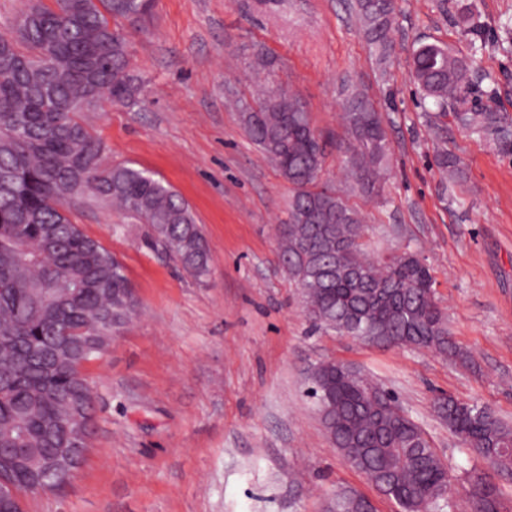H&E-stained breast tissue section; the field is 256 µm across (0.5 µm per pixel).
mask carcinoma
Returning a JSON list of instances; mask_svg holds the SVG:
<instances>
[{
  "label": "carcinoma",
  "instance_id": "carcinoma-1",
  "mask_svg": "<svg viewBox=\"0 0 512 512\" xmlns=\"http://www.w3.org/2000/svg\"><path fill=\"white\" fill-rule=\"evenodd\" d=\"M154 0H51L35 3L39 20L17 29L12 53L44 55L48 65L24 70L0 59V448L21 460L12 487L0 490V512L22 501L42 462L69 448L80 423L92 430L94 392L84 366L104 354L137 301L125 266L71 218L91 201L115 205L147 225L144 242L160 248L196 278L207 275L210 249L186 200L144 168L105 166V144L68 102L96 91L134 105L141 78L129 68L125 25L143 26ZM368 43L385 55L395 12L390 0H356ZM412 76L436 108L460 127L508 144L492 108L474 112L465 60L436 44L412 54ZM342 119L350 136L349 174L361 191L381 197L388 153L383 116L363 94L349 92ZM250 139L293 187L281 225L279 261L303 293L314 326L364 336L387 347H414L465 359L438 306L429 268L410 249L367 258L359 211L319 184L325 143L313 136L300 98L277 94L243 105ZM439 168L460 181L461 160L446 150ZM334 405L323 420L345 460L403 512H512L482 469L469 490L446 494L451 476L420 426L392 394L375 402L361 372L319 364L311 376ZM467 447L492 469L512 473V427L478 403L438 406Z\"/></svg>",
  "mask_w": 512,
  "mask_h": 512
}]
</instances>
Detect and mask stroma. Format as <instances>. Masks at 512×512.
I'll list each match as a JSON object with an SVG mask.
<instances>
[{
  "instance_id": "obj_1",
  "label": "stroma",
  "mask_w": 512,
  "mask_h": 512,
  "mask_svg": "<svg viewBox=\"0 0 512 512\" xmlns=\"http://www.w3.org/2000/svg\"><path fill=\"white\" fill-rule=\"evenodd\" d=\"M469 9L480 37L460 21ZM142 101H102L83 118L104 165L150 169L192 207L210 248L202 280L144 243L145 225L93 202L74 216L126 267L137 313L84 374L94 435L61 490L24 512H327L337 492L400 512L332 446L308 395L322 361L395 393L464 494L479 458L437 414L439 398L478 402L512 421V148L423 117L412 51L436 43L470 64V105L512 130V0H395L392 49L380 58L351 0H155L128 29ZM384 116L381 198L346 170V91ZM281 91L306 103L327 142L321 182L363 216L374 258L411 249L429 266L452 337L471 363L426 349L382 348L316 329L278 261L292 187L246 135L236 101ZM456 154L466 179L439 170Z\"/></svg>"
}]
</instances>
